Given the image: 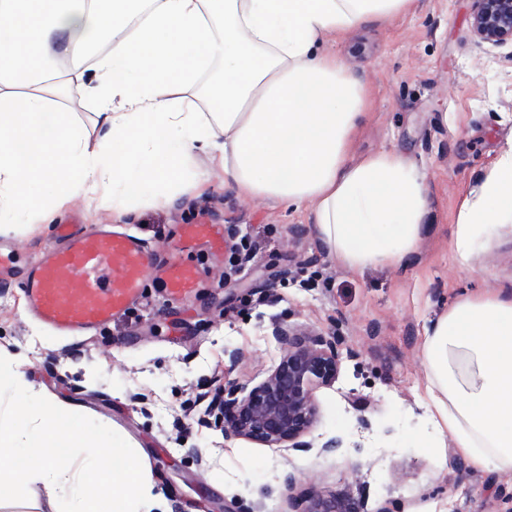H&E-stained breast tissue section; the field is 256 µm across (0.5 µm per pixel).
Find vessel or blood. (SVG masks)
I'll return each mask as SVG.
<instances>
[{"mask_svg": "<svg viewBox=\"0 0 512 512\" xmlns=\"http://www.w3.org/2000/svg\"><path fill=\"white\" fill-rule=\"evenodd\" d=\"M58 232L64 246L46 250L22 278L0 247V286L21 281L34 317L58 335L80 336L125 316L152 273H160L173 300L187 297L200 284L197 266L180 260L155 267L141 238L112 225L83 231L62 224ZM198 241L223 246L224 230L217 224L183 225L182 244Z\"/></svg>", "mask_w": 512, "mask_h": 512, "instance_id": "b4317fda", "label": "vessel or blood"}]
</instances>
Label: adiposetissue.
Listing matches in <instances>:
<instances>
[{"label":"adipose tissue","instance_id":"adipose-tissue-1","mask_svg":"<svg viewBox=\"0 0 512 512\" xmlns=\"http://www.w3.org/2000/svg\"><path fill=\"white\" fill-rule=\"evenodd\" d=\"M419 0H0V234L73 197L112 212L196 184L209 149L250 198L311 207L316 236L346 268L395 266L414 252L428 210L423 176L384 151L350 161L367 87L323 48L354 28L416 12ZM70 59L88 80L48 88ZM214 74L199 86L201 74ZM219 101L198 111L197 95ZM96 104L89 140L54 111ZM512 213V151L462 203L455 251ZM427 408L479 471H512V298H458L426 330Z\"/></svg>","mask_w":512,"mask_h":512}]
</instances>
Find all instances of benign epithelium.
<instances>
[{
	"mask_svg": "<svg viewBox=\"0 0 512 512\" xmlns=\"http://www.w3.org/2000/svg\"><path fill=\"white\" fill-rule=\"evenodd\" d=\"M470 36L480 47L512 48V0H474ZM283 348L279 363L249 387L224 385L211 401V413L224 439H244L268 448L307 452L320 409L316 389L335 384L343 357L336 337L301 330L285 321L271 324ZM288 503L299 512H368L365 500L347 493L325 496L312 487L296 490L288 480Z\"/></svg>",
	"mask_w": 512,
	"mask_h": 512,
	"instance_id": "obj_1",
	"label": "benign epithelium"
}]
</instances>
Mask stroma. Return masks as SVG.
<instances>
[{
    "label": "stroma",
    "instance_id": "35a3bbf8",
    "mask_svg": "<svg viewBox=\"0 0 512 512\" xmlns=\"http://www.w3.org/2000/svg\"><path fill=\"white\" fill-rule=\"evenodd\" d=\"M473 7L420 0L415 14L325 41L371 92L351 159L397 151L426 180L424 232L404 265L348 272L316 238L309 206L239 196L202 151L195 164L210 172L202 194L118 219L78 198L41 232L0 235L21 272L46 247L62 246L58 225L91 230L114 220L144 240L156 266L178 254L200 264L201 286L190 297L169 301L162 283L148 280L127 317L74 339L33 319L19 286L0 288V355L30 392L81 401L82 414L136 443L165 512H290L292 478L324 495H362L371 508L390 499L398 512H512V473L464 466L422 403L431 322L460 296L512 295V216L503 215L468 263L454 252L463 196L512 148V59L471 42ZM200 222L223 225L227 241L260 235L267 245L242 266L203 243L181 250L182 225ZM275 320L338 337L356 353L334 388L316 392L313 437L342 440L337 452L228 440L202 419L204 393L227 380L263 379L280 353L269 336Z\"/></svg>",
    "mask_w": 512,
    "mask_h": 512
}]
</instances>
